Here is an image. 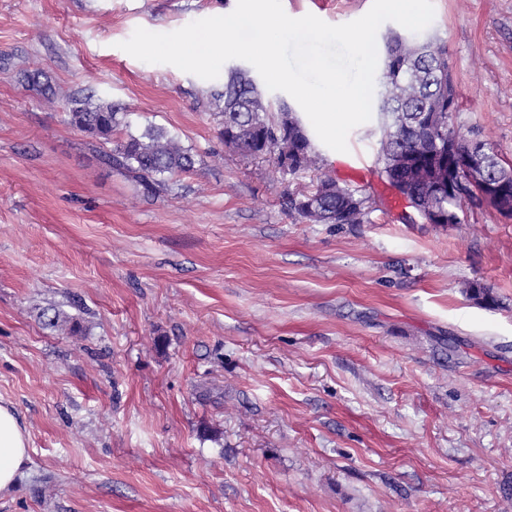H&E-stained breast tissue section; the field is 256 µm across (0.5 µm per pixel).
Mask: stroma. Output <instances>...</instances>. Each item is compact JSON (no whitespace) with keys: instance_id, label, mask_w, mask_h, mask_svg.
Masks as SVG:
<instances>
[{"instance_id":"stroma-1","label":"stroma","mask_w":512,"mask_h":512,"mask_svg":"<svg viewBox=\"0 0 512 512\" xmlns=\"http://www.w3.org/2000/svg\"><path fill=\"white\" fill-rule=\"evenodd\" d=\"M372 2L282 5L339 25ZM236 4L0 0V403L30 448L0 512H512V219L410 216L376 112L281 176L224 144L222 77L119 47ZM433 5L451 122L512 163V0ZM86 96L125 112L117 138L165 128L193 171L144 195L70 124ZM323 175L368 197L362 223L289 209ZM50 306L81 332L43 329Z\"/></svg>"}]
</instances>
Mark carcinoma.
I'll return each mask as SVG.
<instances>
[{
	"instance_id": "1",
	"label": "carcinoma",
	"mask_w": 512,
	"mask_h": 512,
	"mask_svg": "<svg viewBox=\"0 0 512 512\" xmlns=\"http://www.w3.org/2000/svg\"><path fill=\"white\" fill-rule=\"evenodd\" d=\"M380 104L383 134L380 162L387 180L425 219L436 213L456 212L464 198L475 199L472 188L461 185L458 195L437 196L425 185H401L397 167L403 162L424 167L438 160L435 142L453 143L457 149L474 147L488 159L487 176L499 185L504 199L492 205L500 215L512 218V164L489 151L485 143L465 138L449 122L458 108V89L448 65L444 45L437 39L419 42L392 33L386 37L380 59ZM216 115L221 118L224 144L250 156L273 159L275 170L285 175L310 168L314 149L305 126L293 116L286 103L277 109L265 103L255 81L235 69L224 80V91L214 94ZM277 115H272V112ZM123 117L110 103L93 102L92 97L70 101V121L78 130L105 143L122 126ZM106 164L131 177L146 194H153L173 176L194 169V155L163 127L151 125L139 135L128 134L108 152ZM289 208L318 224H353L367 216V197L343 187L330 177L319 179L314 191L289 194ZM469 297L478 305L493 309L498 298L478 282L467 286ZM41 324L50 329L77 332L76 317L57 310L39 313Z\"/></svg>"
}]
</instances>
